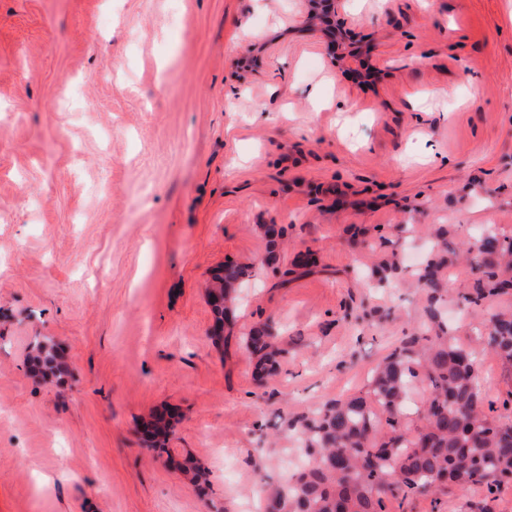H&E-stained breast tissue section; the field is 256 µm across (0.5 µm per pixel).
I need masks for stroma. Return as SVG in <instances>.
Listing matches in <instances>:
<instances>
[{"instance_id": "obj_1", "label": "stroma", "mask_w": 512, "mask_h": 512, "mask_svg": "<svg viewBox=\"0 0 512 512\" xmlns=\"http://www.w3.org/2000/svg\"><path fill=\"white\" fill-rule=\"evenodd\" d=\"M344 8L333 43L309 0H0V512H261L289 419L366 389L421 318L372 268L413 271L441 224L512 238V0ZM232 263V334L281 330L265 388L211 339ZM505 308L452 295L448 322L466 343ZM388 510L512 512V480ZM247 275V268L242 266H228L224 269V277L215 288H220L222 302L210 290L209 304L215 315L217 323H223L233 313L236 302V288H239ZM51 339L44 337L43 339H36L31 345V352L29 353L30 361L38 360L42 362L45 372L53 371L56 366L54 364V347L50 343Z\"/></svg>"}]
</instances>
